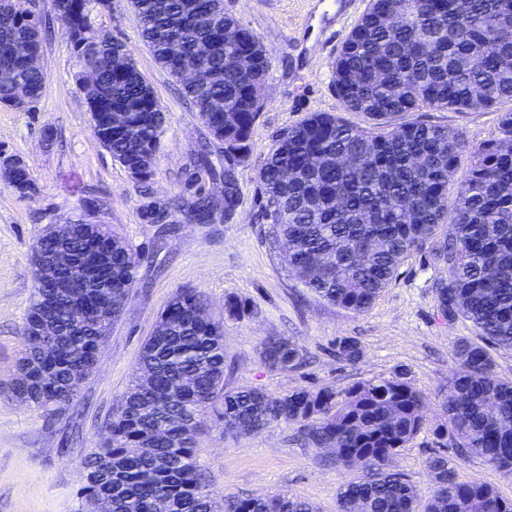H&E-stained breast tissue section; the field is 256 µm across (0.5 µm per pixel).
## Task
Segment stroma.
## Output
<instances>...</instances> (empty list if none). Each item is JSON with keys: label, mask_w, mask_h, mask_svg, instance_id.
I'll use <instances>...</instances> for the list:
<instances>
[{"label": "stroma", "mask_w": 512, "mask_h": 512, "mask_svg": "<svg viewBox=\"0 0 512 512\" xmlns=\"http://www.w3.org/2000/svg\"><path fill=\"white\" fill-rule=\"evenodd\" d=\"M366 4L224 0L225 11L259 37L270 68L250 158L235 169L238 202L231 211H216L208 224L181 218L150 224L142 216L144 204L185 194L183 167L208 132L180 83L143 44L127 0H118L114 12L97 15L95 26L127 45L167 114L162 147L145 185L136 183L94 137L67 35L60 24H52L39 101L29 112L0 107V150L24 158L38 187L35 196L22 198L0 184V512H86L78 493L80 461L104 436L103 420L125 394L159 314L184 288L207 302L224 325L227 388L255 387L276 395L329 388L340 394L356 382L410 369L415 386L428 398L426 424L394 464L421 496H428L426 459L437 452L454 453L448 439L432 433L443 419L437 394L457 370L455 342L476 335L470 322L449 320L437 306L433 285L445 277L443 265L409 256L371 308L356 314L319 299L291 276L259 218L258 170L281 131L311 112L340 114L353 125L366 126L363 115L343 111L331 69ZM420 117L465 130L473 150L496 136L500 111L426 109ZM88 205L138 256L136 282L79 395L68 405L35 410L10 393L33 293L32 244ZM231 301L238 305L232 315L226 311ZM269 336L293 338L306 366L268 370L259 352ZM346 338L361 346L356 363L337 355L338 342ZM197 460L219 503L233 495L285 493L313 502L319 512H336L339 486L356 476L338 468L331 452L299 440L294 426L230 436L208 414L197 438Z\"/></svg>", "instance_id": "stroma-1"}]
</instances>
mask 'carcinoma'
<instances>
[{
	"label": "carcinoma",
	"instance_id": "carcinoma-1",
	"mask_svg": "<svg viewBox=\"0 0 512 512\" xmlns=\"http://www.w3.org/2000/svg\"><path fill=\"white\" fill-rule=\"evenodd\" d=\"M49 2L72 53L82 57L78 80L90 87L92 132L141 184L152 174L166 115L154 88L125 44L105 39L95 16L108 0ZM141 38L156 63L181 80V64L201 78L182 84L211 139L192 156L193 192L164 204L143 206L158 224L175 213L200 224L211 220L213 198L197 186L213 174V151L224 153V211L238 201L235 167L251 151L263 107L269 67L251 30L224 11L223 0H130ZM399 25L387 24L390 16ZM44 7L21 12L19 0H0V105L31 111L46 81L44 68L10 52L16 43L44 47ZM241 40L224 42V28ZM181 44V59L169 41ZM246 51L254 71L235 74ZM333 85L344 111L359 112L357 127L330 112H311L283 130L258 171L260 216L295 278L320 299L363 313L396 278L411 254L428 255L446 268L435 284L439 309L469 321L478 340H459L458 363L441 398L447 421L435 434L449 436L456 456L480 457L492 469L512 473V382L493 370L485 345L512 350V108L500 115L498 135L469 156L463 183L455 174L466 133L412 118L423 109L479 111L512 102V0H368L332 63ZM124 112L125 127L104 121ZM293 171L287 179L284 173ZM19 196L36 187L31 169L0 170ZM83 211L70 220L69 245L77 252L112 244V264L96 282L79 289L93 312L112 304V317L89 320L51 284L35 276L26 316L57 324L53 355L44 358L25 340L18 365L28 382L12 397L49 410L70 403L97 365L103 339L123 313L137 268L135 255L104 224ZM203 300L182 289L160 313L141 349L136 374L105 423L107 436L84 456L80 495L87 512H215L216 502L198 470L195 444L201 417L213 414L226 433H248L282 423L298 427L316 448H333L336 464L356 470L343 483L336 512H512L482 479L461 481L448 456L426 460L431 489L416 487L392 469V458L421 432L426 397L410 370L358 382L342 396L301 388L271 395L256 388L224 390L223 323L200 314ZM349 363L361 357L354 339L339 342ZM262 363L294 369L303 353L293 340L269 336ZM224 512H317L288 494L224 498Z\"/></svg>",
	"mask_w": 512,
	"mask_h": 512
}]
</instances>
